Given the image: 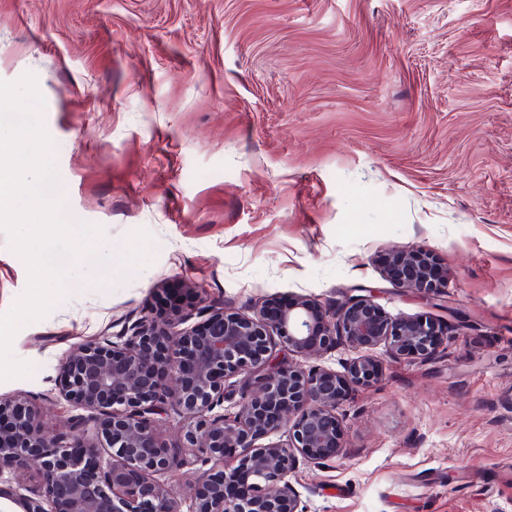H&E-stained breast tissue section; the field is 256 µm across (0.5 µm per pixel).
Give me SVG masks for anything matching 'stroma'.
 <instances>
[{
  "label": "stroma",
  "instance_id": "stroma-1",
  "mask_svg": "<svg viewBox=\"0 0 512 512\" xmlns=\"http://www.w3.org/2000/svg\"><path fill=\"white\" fill-rule=\"evenodd\" d=\"M27 72L70 212L158 256L22 329L37 370L0 395L64 429L62 355L165 288L249 315L373 286L448 337L423 362L372 349L345 452L290 478L303 512H512V0H0V80ZM411 249L445 306L389 282ZM26 285L0 234V313Z\"/></svg>",
  "mask_w": 512,
  "mask_h": 512
}]
</instances>
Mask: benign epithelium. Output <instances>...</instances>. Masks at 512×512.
<instances>
[{"label": "benign epithelium", "instance_id": "7a95c632", "mask_svg": "<svg viewBox=\"0 0 512 512\" xmlns=\"http://www.w3.org/2000/svg\"><path fill=\"white\" fill-rule=\"evenodd\" d=\"M395 261L387 277L396 287L444 295L447 275L428 251ZM377 293L356 287L339 307L289 298L251 316L199 299L88 340L61 360L56 386L91 418L49 436L27 398L0 396V480L34 462L44 482L36 497L0 486V512H302L291 474L343 451L336 410L347 386L372 382L379 364L360 355L340 374L289 357L343 342L426 360L448 335L431 317H390ZM175 416L184 433L172 448L160 431ZM281 430L286 442L257 444ZM185 468L196 472L186 511L160 480Z\"/></svg>", "mask_w": 512, "mask_h": 512}]
</instances>
